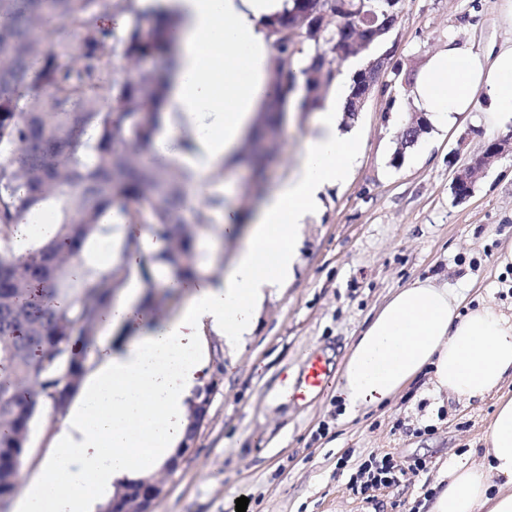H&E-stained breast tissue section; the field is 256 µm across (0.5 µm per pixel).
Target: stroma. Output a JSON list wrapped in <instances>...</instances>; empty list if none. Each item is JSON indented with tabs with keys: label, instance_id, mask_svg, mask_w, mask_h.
I'll return each mask as SVG.
<instances>
[{
	"label": "stroma",
	"instance_id": "35a3bbf8",
	"mask_svg": "<svg viewBox=\"0 0 512 512\" xmlns=\"http://www.w3.org/2000/svg\"><path fill=\"white\" fill-rule=\"evenodd\" d=\"M506 11V0H403L389 34L393 60L411 78L452 35L475 52L492 41L511 45ZM416 112L407 87L372 95L351 125L363 152L350 181L328 190L317 217L304 225L293 280L271 289L241 344L230 349L209 337L208 418L178 469L157 471L164 492L153 512H226L241 495L252 512H410L453 467L482 460L495 398L469 404L435 394L427 371L388 406L351 421L335 388L304 404L280 395L281 374L296 372L312 353H325L341 370L367 322L415 280L434 278L512 314V265L498 263L512 247V153L490 159L466 201L452 190L456 170L482 156L490 139L512 133V125L489 128L479 113L462 114L447 132L428 127L393 165L396 132ZM311 128L308 112L283 122L263 180L238 158L225 161V204L249 218L293 171ZM198 249L212 258L197 265L199 276L209 277L223 272L237 243L222 238L215 222L200 230ZM60 421L45 413L34 421L21 477L48 455ZM386 454L426 458L429 469L366 502L349 478L360 462Z\"/></svg>",
	"mask_w": 512,
	"mask_h": 512
}]
</instances>
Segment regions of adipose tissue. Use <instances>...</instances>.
<instances>
[{
	"mask_svg": "<svg viewBox=\"0 0 512 512\" xmlns=\"http://www.w3.org/2000/svg\"><path fill=\"white\" fill-rule=\"evenodd\" d=\"M179 18L176 56L168 75L154 148L203 185L223 167L269 91L267 22L291 0H139ZM488 102L477 109L476 94ZM411 95L439 128L454 114L480 111L491 128L512 124V45L475 52L449 40L418 71ZM343 97L329 95L317 113L298 165L270 192L248 229L231 206L221 230L242 244L222 277L184 284V306L154 323L137 289L113 300L104 335L69 400L52 451L23 490L19 512H96L119 486L148 477L178 451L188 407L208 365L207 333L238 346L256 324L270 289L295 273L303 224L327 189L346 183L362 143L344 131ZM126 332L113 342L111 332ZM434 390L467 402L498 395L486 433L485 462L458 465L429 512H512V315L481 298H467L418 280L401 289L353 342L336 383L346 417L388 404L423 370Z\"/></svg>",
	"mask_w": 512,
	"mask_h": 512,
	"instance_id": "ef3b65f1",
	"label": "adipose tissue"
}]
</instances>
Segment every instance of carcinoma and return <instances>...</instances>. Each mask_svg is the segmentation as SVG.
<instances>
[{"instance_id":"cac0c4a2","label":"carcinoma","mask_w":512,"mask_h":512,"mask_svg":"<svg viewBox=\"0 0 512 512\" xmlns=\"http://www.w3.org/2000/svg\"><path fill=\"white\" fill-rule=\"evenodd\" d=\"M355 13L388 15L389 0H350ZM317 0H292L288 11L270 24H284L309 14ZM106 13L127 15L121 30L101 23ZM147 13L135 0H0V494L19 485L20 461L31 425L55 394L78 389L84 366L75 348L88 350L113 291L128 267L130 253L150 278L152 267L168 269L162 297L172 284L197 277L195 234L186 225L189 178L161 159H137L150 147L159 124L167 79L138 72L103 88L101 74L121 57L131 64L145 56L174 50L169 22L154 14L143 35ZM66 20L73 38L61 41L51 24ZM342 25L325 26L278 48L271 95L282 94L283 58L304 62L292 73L288 92L303 79V91L317 81L324 62L336 60L335 40L362 39L351 15ZM25 87L35 89L30 96ZM91 130L84 157L68 165L42 161L20 164L21 154L64 150L84 130ZM52 200L62 214L57 235L18 254L13 236L36 209ZM144 224L150 234L174 242L155 254L140 247L123 249L122 263L104 273L72 278L83 263L86 242L104 230L105 220Z\"/></svg>"}]
</instances>
